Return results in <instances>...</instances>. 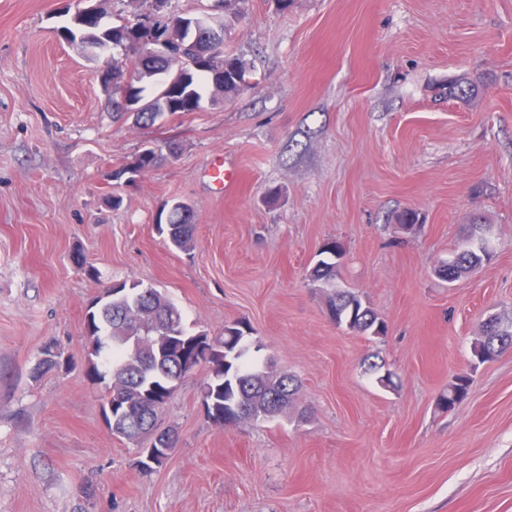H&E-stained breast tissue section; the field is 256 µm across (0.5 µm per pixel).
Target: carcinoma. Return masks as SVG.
Instances as JSON below:
<instances>
[{
  "instance_id": "carcinoma-1",
  "label": "carcinoma",
  "mask_w": 512,
  "mask_h": 512,
  "mask_svg": "<svg viewBox=\"0 0 512 512\" xmlns=\"http://www.w3.org/2000/svg\"><path fill=\"white\" fill-rule=\"evenodd\" d=\"M106 14L91 21V25L112 34V68H131L138 79L131 89L115 87L108 107L112 115L124 116L119 98L130 93L140 100L143 111L137 113L135 123L149 128L164 115L196 112L201 108L202 90L209 86L224 98L248 88L246 75L250 63L242 57H224V66L195 71L189 63L153 55L137 49L128 42L136 29L135 20L124 18L112 26L103 24ZM160 233L167 236L171 247L190 251L194 247L196 225L192 224L189 208L180 202L172 204L164 223L158 224ZM485 225L469 226L464 245L452 259L443 264L439 275L455 282L479 268L488 260L484 237ZM343 255L341 245L325 242L318 260L310 272V280L319 288H329L327 310L338 327L358 333L382 335L385 325L372 309L353 292L336 286L339 263ZM97 304L86 310L84 327L88 338L86 362L92 379L109 378L112 381V405L117 414L113 433L130 441L152 429L158 420L155 406H166L178 384L191 368L171 356L163 347V338L180 336L189 342L200 340L218 358L204 388L216 413L224 424L236 423L237 411L246 407L254 411L256 420H269L280 415L283 407L292 405L298 392V382L291 375H283L276 383H268L262 376L269 363L261 364L250 356V327L236 322L224 326V335L195 336L185 331L181 310L162 292L140 282L115 283L104 294L96 297ZM512 349V322L504 323L497 317L483 324L482 337L475 342L473 357L479 363L497 358ZM46 358L38 359L33 367L34 377L68 364L63 353L52 344L42 348ZM467 373L457 374L441 393L437 408L448 412L464 400L470 388Z\"/></svg>"
}]
</instances>
